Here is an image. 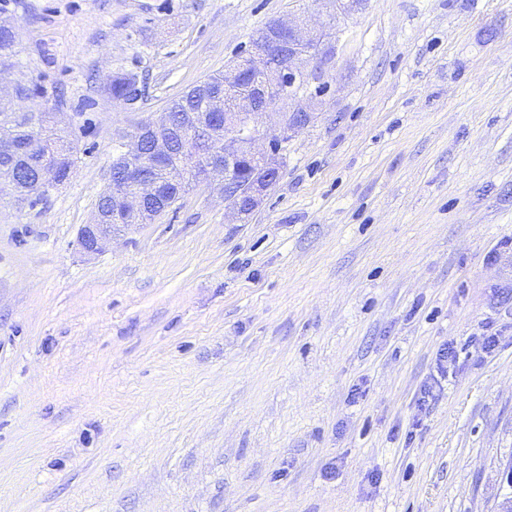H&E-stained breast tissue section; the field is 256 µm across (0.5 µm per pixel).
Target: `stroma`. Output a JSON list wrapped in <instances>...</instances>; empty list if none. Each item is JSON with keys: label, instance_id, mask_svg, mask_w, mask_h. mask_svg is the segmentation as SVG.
Masks as SVG:
<instances>
[{"label": "stroma", "instance_id": "35a3bbf8", "mask_svg": "<svg viewBox=\"0 0 512 512\" xmlns=\"http://www.w3.org/2000/svg\"><path fill=\"white\" fill-rule=\"evenodd\" d=\"M275 19L322 32L276 186L242 221L193 187L85 254L124 136ZM0 20L12 79L75 136L36 206L0 192V512H496L512 0H0ZM117 70L145 82L135 110ZM137 83H139L138 76L136 74L130 73H116L113 75L109 81V90L112 95V98L122 105L126 107H131V105L135 104V101H125L126 98L132 89Z\"/></svg>", "mask_w": 512, "mask_h": 512}]
</instances>
